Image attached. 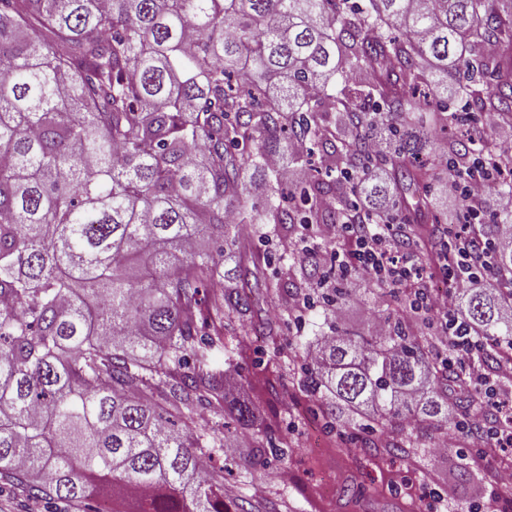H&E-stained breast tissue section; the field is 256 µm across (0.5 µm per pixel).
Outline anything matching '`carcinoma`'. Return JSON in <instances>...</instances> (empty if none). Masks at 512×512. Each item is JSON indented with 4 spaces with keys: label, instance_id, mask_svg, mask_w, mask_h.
I'll use <instances>...</instances> for the list:
<instances>
[{
    "label": "carcinoma",
    "instance_id": "obj_1",
    "mask_svg": "<svg viewBox=\"0 0 512 512\" xmlns=\"http://www.w3.org/2000/svg\"><path fill=\"white\" fill-rule=\"evenodd\" d=\"M450 71L466 111L438 100L435 142L410 120L413 91ZM486 112L512 122V0H0V476L79 512H226L224 476L193 449L240 429L264 447L237 365L247 336L273 334L262 305L282 290L250 266L240 225L338 224L359 195L386 196L382 166L400 214L428 209L442 167L491 168L493 138L454 134ZM280 140L288 168L322 147L325 177L269 168ZM510 223H480L484 247ZM416 233L443 244L437 224ZM226 254L235 284L203 307ZM490 259L497 295L461 294L457 316L494 363L512 342V251ZM365 296L390 305L382 285L321 292L331 313ZM385 322L316 338L304 373L330 428L370 409L379 436L362 448L407 457L420 425L448 428L451 372L397 312ZM207 395L236 423L219 443L190 415ZM396 419L411 428L389 434Z\"/></svg>",
    "mask_w": 512,
    "mask_h": 512
}]
</instances>
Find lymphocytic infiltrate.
Instances as JSON below:
<instances>
[{
	"instance_id": "obj_1",
	"label": "lymphocytic infiltrate",
	"mask_w": 512,
	"mask_h": 512,
	"mask_svg": "<svg viewBox=\"0 0 512 512\" xmlns=\"http://www.w3.org/2000/svg\"><path fill=\"white\" fill-rule=\"evenodd\" d=\"M449 184L455 188L464 210L483 212L489 198H497L500 208L512 211V198L497 197V187L490 180L466 176L464 171H450ZM367 208L354 204L346 220L326 224L320 229L321 239L343 241L345 248L337 254L336 263L342 273L379 278L384 283L404 289L411 306L425 310L440 332L451 335L448 364L455 367L477 351L470 330L449 328L448 319L456 307L460 289H474L482 281L481 275L456 274L448 263V252L439 248L423 253L414 239L409 224H371ZM502 361L497 377L471 373L477 395L467 415H460L456 407L448 409V427L464 429L466 435L476 437L479 446L471 457L475 465L493 460L497 463L494 483L504 500H512V415L502 414L489 420L491 407L504 384L512 382V344L501 347Z\"/></svg>"
}]
</instances>
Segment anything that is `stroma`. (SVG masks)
<instances>
[{"mask_svg": "<svg viewBox=\"0 0 512 512\" xmlns=\"http://www.w3.org/2000/svg\"><path fill=\"white\" fill-rule=\"evenodd\" d=\"M301 232L300 225L286 224L265 239L260 225L252 227L251 253L264 274L290 272L286 290L309 295L311 304L294 312L285 300H278L273 336L252 339L253 348L262 354L260 365L250 364L242 371L244 380L257 388L268 371L282 373V386L276 395L263 398L260 411L268 441H287L284 454L268 455L259 465L249 447L197 451L210 469L223 472L226 507L245 499L266 506L268 512H433L430 488L419 481L424 474L435 475L448 512L463 502L485 506L492 485L489 471L471 465L470 446L436 450V428L428 429L420 448L407 460L364 452L354 441L323 428L316 414L317 397L302 384L301 366L309 342L328 331L317 285L331 272L335 247L317 242L313 255L290 265L289 245ZM339 312L338 328L365 336L375 334L377 322L386 316L383 308L370 303H346ZM0 512H65V506L50 505L0 478Z\"/></svg>", "mask_w": 512, "mask_h": 512, "instance_id": "stroma-1", "label": "stroma"}]
</instances>
